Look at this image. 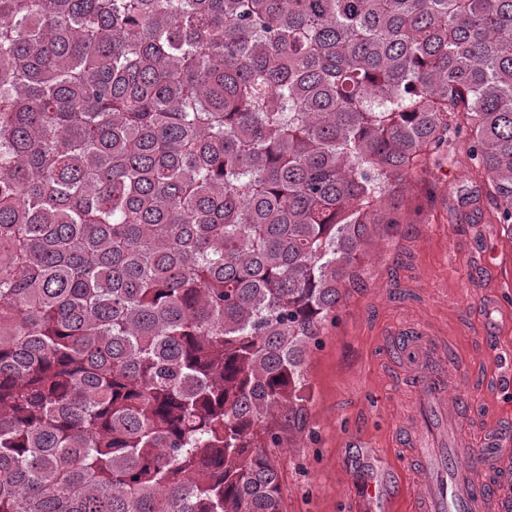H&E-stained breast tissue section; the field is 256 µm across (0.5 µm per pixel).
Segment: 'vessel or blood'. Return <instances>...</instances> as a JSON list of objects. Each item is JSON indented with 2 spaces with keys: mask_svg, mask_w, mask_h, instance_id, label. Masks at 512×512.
I'll list each match as a JSON object with an SVG mask.
<instances>
[{
  "mask_svg": "<svg viewBox=\"0 0 512 512\" xmlns=\"http://www.w3.org/2000/svg\"><path fill=\"white\" fill-rule=\"evenodd\" d=\"M400 348L413 377L415 411L396 434L415 463L416 487L406 502L396 469L381 463L355 472L359 512H512V412L499 410L483 430H472L471 400L455 392V377L425 330L403 331Z\"/></svg>",
  "mask_w": 512,
  "mask_h": 512,
  "instance_id": "obj_1",
  "label": "vessel or blood"
}]
</instances>
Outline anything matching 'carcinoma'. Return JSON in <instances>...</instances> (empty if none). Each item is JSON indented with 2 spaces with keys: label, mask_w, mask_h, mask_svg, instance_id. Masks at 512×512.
Instances as JSON below:
<instances>
[{
  "label": "carcinoma",
  "mask_w": 512,
  "mask_h": 512,
  "mask_svg": "<svg viewBox=\"0 0 512 512\" xmlns=\"http://www.w3.org/2000/svg\"><path fill=\"white\" fill-rule=\"evenodd\" d=\"M455 140L512 232V0H0V512H283L308 350Z\"/></svg>",
  "instance_id": "carcinoma-1"
}]
</instances>
